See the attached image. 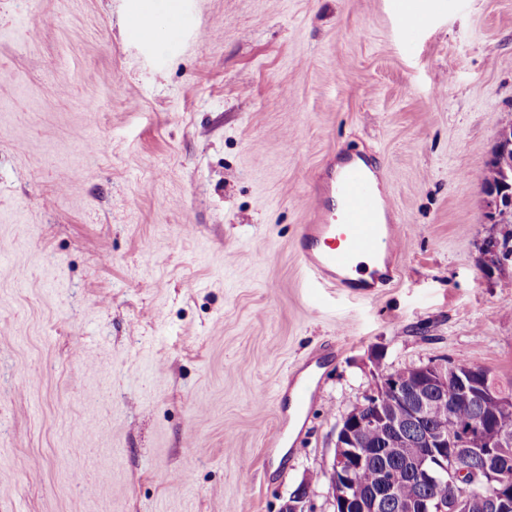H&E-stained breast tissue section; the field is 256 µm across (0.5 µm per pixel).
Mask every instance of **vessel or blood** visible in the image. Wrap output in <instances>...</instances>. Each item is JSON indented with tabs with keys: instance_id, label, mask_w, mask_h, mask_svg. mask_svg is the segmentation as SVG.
I'll list each match as a JSON object with an SVG mask.
<instances>
[{
	"instance_id": "b4317fda",
	"label": "vessel or blood",
	"mask_w": 512,
	"mask_h": 512,
	"mask_svg": "<svg viewBox=\"0 0 512 512\" xmlns=\"http://www.w3.org/2000/svg\"><path fill=\"white\" fill-rule=\"evenodd\" d=\"M424 0H410L399 17L401 38L413 46L426 24ZM316 220L302 225L295 248L313 288H338L352 297L370 295L391 283L406 246L395 224L390 187L373 164L345 154L321 177Z\"/></svg>"
}]
</instances>
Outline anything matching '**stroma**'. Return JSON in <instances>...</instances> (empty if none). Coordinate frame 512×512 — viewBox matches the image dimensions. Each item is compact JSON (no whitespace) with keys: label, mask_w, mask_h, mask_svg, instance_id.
Instances as JSON below:
<instances>
[{"label":"stroma","mask_w":512,"mask_h":512,"mask_svg":"<svg viewBox=\"0 0 512 512\" xmlns=\"http://www.w3.org/2000/svg\"><path fill=\"white\" fill-rule=\"evenodd\" d=\"M0 0V512H333L336 428L379 371L512 394V260L481 174L512 115V0ZM107 141L104 153L88 141ZM367 153L407 235L374 295L308 288L319 176ZM308 413L275 393L324 349ZM284 427L285 440L265 444ZM410 7L399 17V28L404 45L408 48L414 44L415 37L426 24V7L424 0H410Z\"/></svg>","instance_id":"stroma-1"}]
</instances>
